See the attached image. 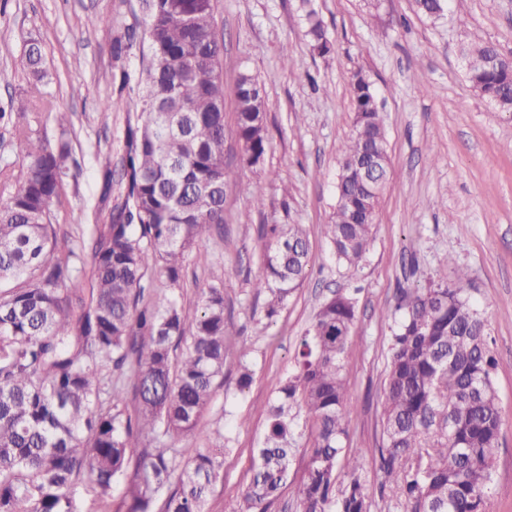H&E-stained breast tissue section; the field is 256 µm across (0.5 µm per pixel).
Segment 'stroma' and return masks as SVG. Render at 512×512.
Segmentation results:
<instances>
[{
  "instance_id": "1",
  "label": "stroma",
  "mask_w": 512,
  "mask_h": 512,
  "mask_svg": "<svg viewBox=\"0 0 512 512\" xmlns=\"http://www.w3.org/2000/svg\"><path fill=\"white\" fill-rule=\"evenodd\" d=\"M323 22L328 54L313 51L303 3ZM97 19L88 27L87 19ZM224 42V162L245 182L261 183L263 205L235 187L224 195V234L203 236L184 260L179 299L194 311L210 263L224 264V385L205 412L230 447L224 474L206 512H235L252 476L276 381L294 367L295 350L321 303L334 291H357L354 338L345 356L353 401L346 447L364 449L361 476L370 512H403L380 469L383 385L390 339L402 313L400 291L457 269L486 310L497 364L493 383L502 412L487 512H512V112L496 111L471 87L464 48L489 44L512 57V0H447L441 18L418 15L413 0H217ZM42 43L56 108L30 112L34 133L57 141L68 129L80 176L55 206L59 224H80L98 201L104 155L112 182L122 180V142L136 98L101 119L107 99L120 98L122 74L142 67L139 0H0V110L24 85L16 67L23 39ZM251 72L267 100L269 149L262 167L240 160L234 128L237 80ZM370 82L381 107L390 182L380 200L372 241L356 273L336 262L325 234L336 205L342 145L353 129L350 82ZM265 224L303 225L310 263L302 285L273 318L253 288L263 273ZM248 386H240L242 374Z\"/></svg>"
}]
</instances>
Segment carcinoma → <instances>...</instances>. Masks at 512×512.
<instances>
[{"mask_svg":"<svg viewBox=\"0 0 512 512\" xmlns=\"http://www.w3.org/2000/svg\"><path fill=\"white\" fill-rule=\"evenodd\" d=\"M147 53L135 85L140 110L124 139V190L112 197V157L102 190L77 236L60 237L54 206L77 180L69 142L51 145L15 127L23 161L0 169V512H77L78 483L107 496L123 481L127 512H205L224 464V428L180 461L173 441L204 426L224 380V266L214 265L194 312L175 295L158 298L155 273L180 288L185 254L208 230H223L224 102L215 0H145ZM312 47L330 51L316 11L305 14ZM472 87L512 112V58L485 44L467 52ZM27 75L17 113L47 110L39 40L21 57ZM353 132L345 143L334 220L326 225L337 261L353 272L371 243L389 162L369 82L351 84ZM265 95L240 75L235 135L243 163H264ZM269 248L254 287L268 293L266 317L285 306L308 272L300 224H265ZM468 273L430 278L401 292L384 383L380 467L405 512H485L501 414L496 360L483 311L467 294ZM356 301L341 290L324 301L300 340L294 369L278 379L253 476L235 512H267L288 482L298 417L313 443L291 488L299 512H369L364 452L346 448L343 363ZM140 452L134 456L131 449ZM348 480L338 485V467Z\"/></svg>","mask_w":512,"mask_h":512,"instance_id":"carcinoma-1","label":"carcinoma"}]
</instances>
